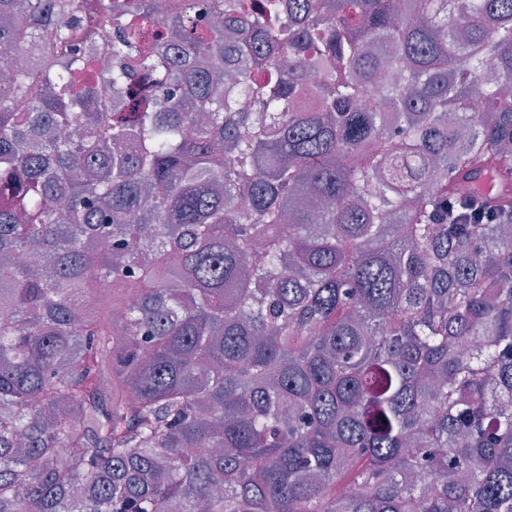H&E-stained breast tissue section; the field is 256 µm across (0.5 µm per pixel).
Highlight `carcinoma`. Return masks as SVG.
Listing matches in <instances>:
<instances>
[{
    "label": "carcinoma",
    "instance_id": "carcinoma-1",
    "mask_svg": "<svg viewBox=\"0 0 512 512\" xmlns=\"http://www.w3.org/2000/svg\"><path fill=\"white\" fill-rule=\"evenodd\" d=\"M161 2L0 0V512H512V0ZM12 55L15 58V64L26 80L28 87H32L35 91H38L42 84L40 81V70L35 69L34 62L30 55L24 51H18Z\"/></svg>",
    "mask_w": 512,
    "mask_h": 512
}]
</instances>
